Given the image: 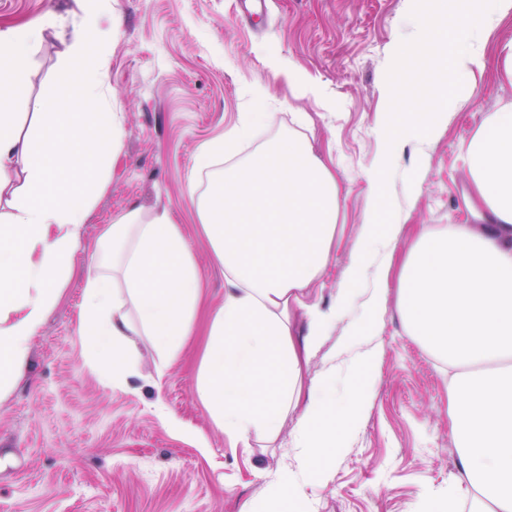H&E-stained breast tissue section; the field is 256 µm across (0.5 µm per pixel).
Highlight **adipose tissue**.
Instances as JSON below:
<instances>
[{
  "mask_svg": "<svg viewBox=\"0 0 512 512\" xmlns=\"http://www.w3.org/2000/svg\"><path fill=\"white\" fill-rule=\"evenodd\" d=\"M61 46L52 91L35 104L38 130L21 133L16 103L32 46ZM98 22L85 16L71 34L47 26L0 33V394L15 386L31 339L66 285L90 199L116 156L121 122L105 95L107 64L91 51ZM71 111H63L62 103ZM272 113H244L224 137L198 148L210 167L234 153ZM294 113L285 135L218 170L198 214L224 269V303L214 311L196 389L212 425L229 439H276L291 425L298 469L267 486L273 512H313L306 482L327 477L324 456L339 448L337 422L363 402L337 406L335 366L314 378L310 364L345 304L324 310L311 287L328 265L342 188L313 152ZM467 204L482 227L422 225L398 276L402 317L448 367V425L458 471L447 512L464 493L482 512H512V104L490 115L468 146ZM111 254L89 270L81 330L87 361L124 387L137 361L135 339L175 360L190 336L200 273L180 225L167 212L133 209L105 234ZM306 318L297 333L294 312Z\"/></svg>",
  "mask_w": 512,
  "mask_h": 512,
  "instance_id": "ef3b65f1",
  "label": "adipose tissue"
}]
</instances>
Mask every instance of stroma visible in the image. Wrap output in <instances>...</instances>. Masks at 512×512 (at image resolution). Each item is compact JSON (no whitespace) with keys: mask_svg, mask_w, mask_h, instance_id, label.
I'll list each match as a JSON object with an SVG mask.
<instances>
[{"mask_svg":"<svg viewBox=\"0 0 512 512\" xmlns=\"http://www.w3.org/2000/svg\"><path fill=\"white\" fill-rule=\"evenodd\" d=\"M73 0H0V31L53 19L71 28ZM405 0H264L244 16L240 0H110L107 92L121 114L122 143L108 179L88 210L72 257L70 279L31 342L13 390L0 398V512H262L266 485L296 468L289 429L268 447L233 445L212 427L196 393L210 313L224 301V272L200 230L189 195L201 143L234 127L245 112H271L248 155L288 129V115L310 116L316 153L332 156L347 189L331 260L311 297L321 308L347 304L349 335L337 325L311 365L364 351L376 353L373 376L336 380V397L363 391L366 404L349 430L347 447L330 464L328 481L307 485L315 512H439V495L457 471L448 427V373L411 336L388 290L375 314L349 290L350 264L363 247V222L377 191L362 175L387 151L390 48L413 27ZM512 38L502 20L484 47L482 78L463 85L462 105L424 145L408 144L388 182L401 264L420 224H473L464 205L469 186L464 150L491 112L512 104V82L496 69L498 43ZM59 44L47 39L30 57L24 101L15 110L35 131L30 100L48 94ZM292 63L323 90L300 91L267 67ZM167 211L180 224L199 267L202 288L194 333L174 361L137 337L139 367L125 387L103 382L86 359L80 335L84 283L103 234L130 208ZM175 416L176 425L164 421Z\"/></svg>","mask_w":512,"mask_h":512,"instance_id":"1","label":"stroma"}]
</instances>
